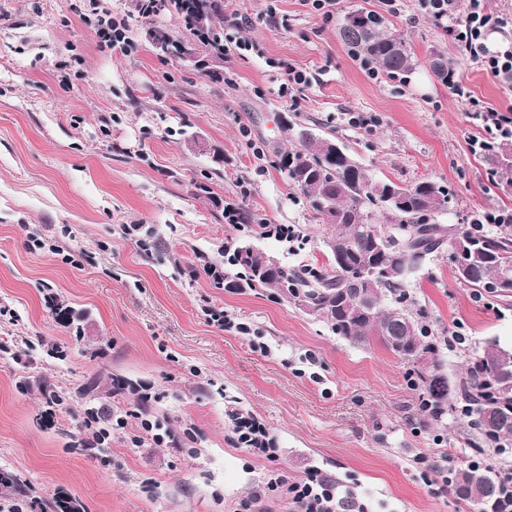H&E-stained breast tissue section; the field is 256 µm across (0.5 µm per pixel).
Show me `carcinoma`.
Here are the masks:
<instances>
[{"instance_id":"carcinoma-1","label":"carcinoma","mask_w":512,"mask_h":512,"mask_svg":"<svg viewBox=\"0 0 512 512\" xmlns=\"http://www.w3.org/2000/svg\"><path fill=\"white\" fill-rule=\"evenodd\" d=\"M141 0L134 7L140 16L150 17L159 10L168 12L202 51L211 53L224 42V0ZM341 40L363 60L377 65L389 75L412 72L416 62L405 37L388 30L386 20L363 8L349 11L339 27ZM434 72L449 83L455 63L437 55ZM491 163L492 182L512 187V141H493L486 150ZM288 178L309 199L312 208L328 222L331 232L341 226L348 240L338 244L341 261L329 268L290 269L279 266L264 269L266 255L247 243L224 248V278L229 288L275 289L288 302L326 321L332 331L357 344H382L410 366L423 394L435 406L448 404L451 381L444 373L435 337L422 324L423 311L407 306L405 270L419 267L440 251L453 228L435 222L440 213L452 210V195L432 181L401 186L382 180L349 154L330 159L320 141H298L279 161ZM392 223L385 232L380 217ZM469 271L459 281L500 296L512 295V278L502 279L504 270L512 273V233L455 236ZM376 265L385 271L382 281L369 289L379 304L377 316L351 304L344 288L361 268ZM418 351L434 363L428 370L412 359ZM469 380L478 388L468 414L484 439H512V350L494 343L468 367ZM451 489L478 512H497L495 504L504 492V483L493 467H459L454 471ZM0 493H23V483L13 472L0 468ZM48 512H80L69 496H58Z\"/></svg>"}]
</instances>
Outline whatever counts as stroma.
Returning a JSON list of instances; mask_svg holds the SVG:
<instances>
[{
  "mask_svg": "<svg viewBox=\"0 0 512 512\" xmlns=\"http://www.w3.org/2000/svg\"><path fill=\"white\" fill-rule=\"evenodd\" d=\"M357 8L404 35L416 70L368 77L338 35ZM110 19L126 24L124 50L98 43ZM224 22L259 49L227 52L215 81L159 55L133 0H0V468L24 484L12 503L41 512L66 493L82 512H236L276 469L292 481L328 473L369 512H474L451 488L427 485L414 461L476 459L485 444L469 417L452 412L437 427L408 366L383 347L336 336L275 291L224 287L202 263L221 264L225 244L243 239L288 266H327V226L278 165L303 129L378 178L444 185L454 209L441 224L512 210V188L494 186L468 148L484 135L470 99L507 110L512 81L467 59L416 0L394 14L382 0H339L329 17L302 0H224ZM437 53L456 60L453 83L431 70ZM274 59L309 77L299 107L281 95ZM357 113L371 127L352 126ZM228 205L247 225L225 222ZM129 224L139 227L131 236ZM267 224L304 240L264 236ZM34 236L54 250L34 248ZM405 288L455 386L488 342L512 348V296L460 283L448 250ZM50 297L84 313L80 335L56 320ZM207 307L252 336L208 322ZM454 331L465 342L452 351L443 339ZM93 377L95 398L75 397ZM116 377L150 384L152 400L114 391ZM91 407L127 425L107 447L73 448ZM233 409L267 426L276 460L229 442ZM142 413L170 442L142 438Z\"/></svg>",
  "mask_w": 512,
  "mask_h": 512,
  "instance_id": "obj_1",
  "label": "stroma"
}]
</instances>
